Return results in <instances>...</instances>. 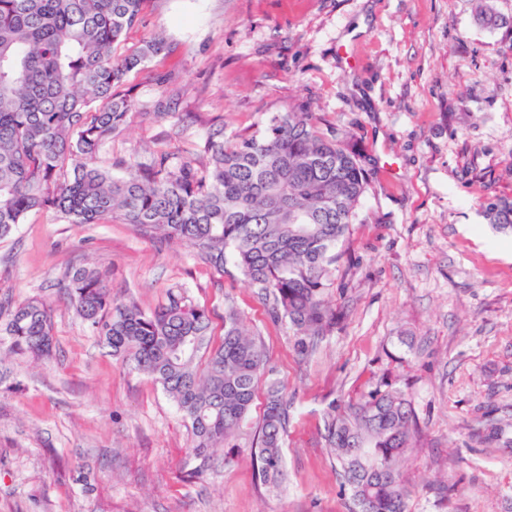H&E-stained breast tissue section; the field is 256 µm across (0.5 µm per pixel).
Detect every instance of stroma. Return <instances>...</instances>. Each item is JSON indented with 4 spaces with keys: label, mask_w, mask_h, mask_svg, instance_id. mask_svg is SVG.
<instances>
[{
    "label": "stroma",
    "mask_w": 512,
    "mask_h": 512,
    "mask_svg": "<svg viewBox=\"0 0 512 512\" xmlns=\"http://www.w3.org/2000/svg\"><path fill=\"white\" fill-rule=\"evenodd\" d=\"M477 0H151L126 53L171 45L129 79L126 129L99 161L163 150L205 161L211 129L252 133L303 105L351 132L370 186L329 288L340 324L300 357L287 323L235 269L217 273L181 242L138 226L29 214L0 238V301L51 304L54 356L11 358L0 385V512H352L322 438L331 401L388 381L418 424L399 462L407 512H512V28L479 27ZM174 76L168 90L156 77ZM196 121L147 119L161 93ZM105 273L113 296L154 309L187 289L213 313L233 303L267 361L260 383L289 400L285 466L262 483L248 450L189 478L191 431L149 377L90 333L57 286L72 267ZM484 212L490 224H498V228L502 230L512 228L511 202H488L485 206Z\"/></svg>",
    "instance_id": "1"
}]
</instances>
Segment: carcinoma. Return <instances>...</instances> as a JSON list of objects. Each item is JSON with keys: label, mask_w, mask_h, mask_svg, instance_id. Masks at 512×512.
<instances>
[{"label": "carcinoma", "mask_w": 512, "mask_h": 512, "mask_svg": "<svg viewBox=\"0 0 512 512\" xmlns=\"http://www.w3.org/2000/svg\"><path fill=\"white\" fill-rule=\"evenodd\" d=\"M148 2L0 0V238L28 214L51 211L71 224L120 220L178 239L220 273L233 265L267 302L270 319L288 322L295 351L307 356L339 323L327 295L337 246L369 187L365 161L348 133L320 131L315 113L300 108L229 143L224 127L213 129L202 167L162 151L112 175L98 154L127 124L132 102L120 89L130 73L171 52L157 35L133 53H117ZM478 16L489 27L512 25L493 0H479ZM150 116L183 122L191 113L176 111L165 96ZM485 216L511 229L512 203L489 202ZM58 286L112 355L161 386L190 424L194 457L236 446L266 356L233 304H225L224 336L211 348V311L182 287L145 312L112 297L93 269H71ZM52 351L45 301H0V382L6 358L44 361ZM413 421L409 400L386 381L355 402L330 403L324 440L358 512H406L398 462ZM287 428L288 401L271 385L249 441L265 481L282 469Z\"/></svg>", "instance_id": "cac0c4a2"}]
</instances>
